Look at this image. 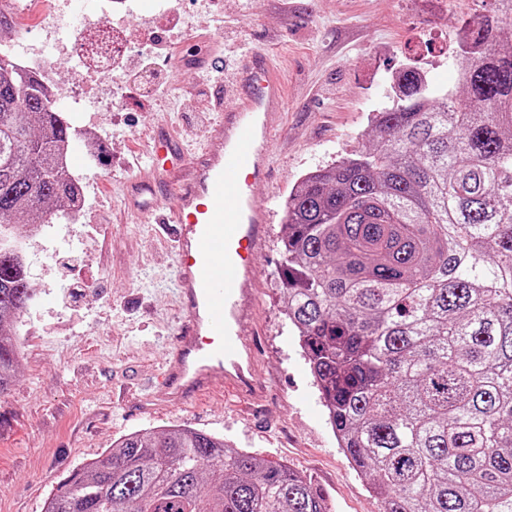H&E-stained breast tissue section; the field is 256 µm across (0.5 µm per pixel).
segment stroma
<instances>
[{"label":"stroma","instance_id":"obj_1","mask_svg":"<svg viewBox=\"0 0 512 512\" xmlns=\"http://www.w3.org/2000/svg\"><path fill=\"white\" fill-rule=\"evenodd\" d=\"M156 12L137 0L121 24L132 37L123 74L141 48L178 29L185 55L207 45L281 61L288 106L271 119L274 178L255 185L273 220L257 254L255 311L248 334L258 349L265 396L241 411L223 379L185 408L142 410L140 399L177 345L175 265L152 225L136 221L128 199L134 159L161 131L199 141L213 103L198 66L173 71L154 59L170 95L124 98L119 112H76V125L103 131L105 152L76 163L83 215L24 236L22 253L38 294L18 325L24 352L0 394V512H43L50 492L74 469L134 431L185 425L223 437L254 456L297 470L327 497L332 512H381L368 476L337 446L320 394L285 312L279 274L285 198L308 172L368 145L369 119L387 107L405 67L430 86L457 89L467 62L459 45L470 17L495 0H170ZM203 44H196V37Z\"/></svg>","mask_w":512,"mask_h":512}]
</instances>
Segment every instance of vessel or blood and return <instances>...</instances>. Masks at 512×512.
Segmentation results:
<instances>
[{
    "instance_id": "vessel-or-blood-1",
    "label": "vessel or blood",
    "mask_w": 512,
    "mask_h": 512,
    "mask_svg": "<svg viewBox=\"0 0 512 512\" xmlns=\"http://www.w3.org/2000/svg\"><path fill=\"white\" fill-rule=\"evenodd\" d=\"M287 102L276 63L268 54H251L237 67L230 105L207 123L203 147L189 153L175 139L157 140L138 167L140 186L167 177L165 194L143 211L175 229L183 326L156 392L171 404L201 394L216 377L237 396L254 395L259 387L246 322L271 209L253 187L269 177V119ZM164 153L178 160L173 172L159 164Z\"/></svg>"
}]
</instances>
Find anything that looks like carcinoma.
I'll list each match as a JSON object with an SVG mask.
<instances>
[{
  "label": "carcinoma",
  "mask_w": 512,
  "mask_h": 512,
  "mask_svg": "<svg viewBox=\"0 0 512 512\" xmlns=\"http://www.w3.org/2000/svg\"><path fill=\"white\" fill-rule=\"evenodd\" d=\"M460 46L464 93L400 72L371 146L283 204L286 315L338 447L383 512H512V0ZM75 126L0 55V236L79 201ZM35 288L0 242V394ZM44 512H331L287 465L202 430L135 431L74 470Z\"/></svg>",
  "instance_id": "1"
}]
</instances>
